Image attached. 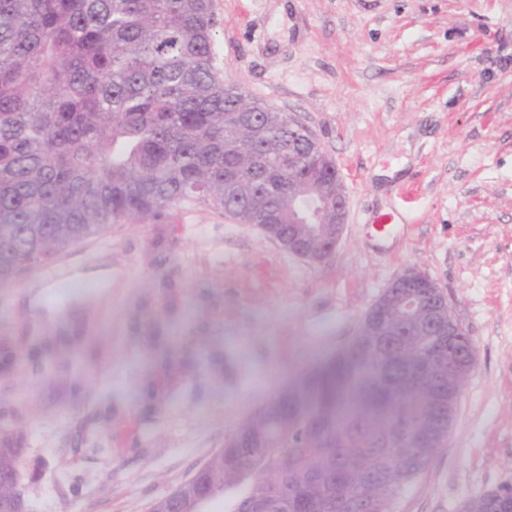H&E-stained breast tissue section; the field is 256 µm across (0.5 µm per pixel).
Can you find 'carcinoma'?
<instances>
[{
	"mask_svg": "<svg viewBox=\"0 0 512 512\" xmlns=\"http://www.w3.org/2000/svg\"><path fill=\"white\" fill-rule=\"evenodd\" d=\"M211 0H0V282L110 224L203 201L288 233L303 135L224 83ZM253 112L242 132L230 113ZM448 337L356 336L297 374L215 460L224 512H394L448 440ZM428 430L431 443L405 441ZM463 512H512L503 484Z\"/></svg>",
	"mask_w": 512,
	"mask_h": 512,
	"instance_id": "1",
	"label": "carcinoma"
}]
</instances>
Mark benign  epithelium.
<instances>
[{
  "label": "benign epithelium",
  "instance_id": "obj_1",
  "mask_svg": "<svg viewBox=\"0 0 512 512\" xmlns=\"http://www.w3.org/2000/svg\"><path fill=\"white\" fill-rule=\"evenodd\" d=\"M312 152L316 156L310 159L318 171H332L331 158L311 133H306ZM311 206L296 211L294 217L297 229L286 237H276L274 241L289 253L314 262H321L332 256L347 224V192L340 175L333 180L314 179L307 190ZM335 201L333 224L322 231L318 227L319 210L317 203L322 197ZM440 289L437 282L415 265L404 267L396 273L384 291L371 305L375 316L383 314L382 305L388 301L396 305L404 314L403 325L412 333L421 336H448V383L457 387L466 385L475 362V349L466 330L456 318L453 309H448V321L440 319V305L447 303L446 298L439 303L428 301L429 294ZM207 464H202L189 479L195 486V497L187 503L188 512H204L211 489L206 480ZM8 482L14 488V497L0 502V512H27L25 498L19 487V477L15 471H0V482Z\"/></svg>",
  "mask_w": 512,
  "mask_h": 512
}]
</instances>
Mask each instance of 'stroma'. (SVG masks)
Listing matches in <instances>:
<instances>
[{
  "mask_svg": "<svg viewBox=\"0 0 512 512\" xmlns=\"http://www.w3.org/2000/svg\"><path fill=\"white\" fill-rule=\"evenodd\" d=\"M225 78L308 129L348 196L312 262L204 202L0 286V440L30 512H152L416 265L476 366L395 512L512 482V0H214ZM395 215L389 232L372 219Z\"/></svg>",
  "mask_w": 512,
  "mask_h": 512,
  "instance_id": "obj_1",
  "label": "stroma"
}]
</instances>
